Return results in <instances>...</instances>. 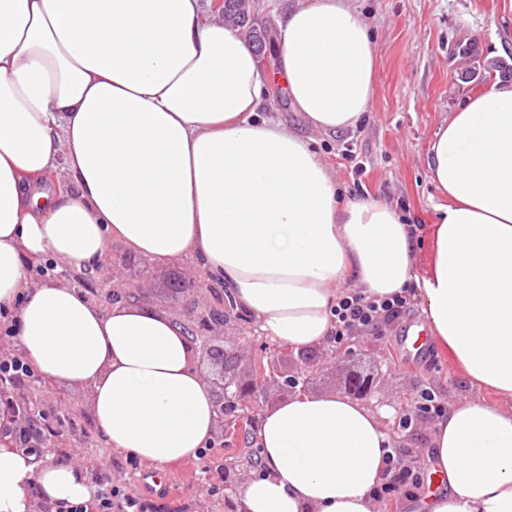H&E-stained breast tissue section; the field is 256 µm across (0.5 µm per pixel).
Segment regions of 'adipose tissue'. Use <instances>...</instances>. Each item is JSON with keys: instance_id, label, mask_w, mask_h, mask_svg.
I'll return each mask as SVG.
<instances>
[{"instance_id": "ef3b65f1", "label": "adipose tissue", "mask_w": 512, "mask_h": 512, "mask_svg": "<svg viewBox=\"0 0 512 512\" xmlns=\"http://www.w3.org/2000/svg\"><path fill=\"white\" fill-rule=\"evenodd\" d=\"M278 77L322 132L364 120L378 57L349 0H303L279 25ZM272 76L203 0H0V309L48 385L85 391L105 444L162 472L217 430L187 331L169 312L100 306L30 262L96 270L111 242L148 263L190 260L257 332L310 349L345 286L413 288L431 338L470 386L436 420L446 489L412 512H512V82L469 94L430 141L431 269L406 217L344 198L307 139L261 113ZM386 412L295 394L259 415L245 512H380L396 447ZM84 467L0 440V512L92 501Z\"/></svg>"}]
</instances>
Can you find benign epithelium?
I'll use <instances>...</instances> for the list:
<instances>
[{
	"label": "benign epithelium",
	"instance_id": "1",
	"mask_svg": "<svg viewBox=\"0 0 512 512\" xmlns=\"http://www.w3.org/2000/svg\"><path fill=\"white\" fill-rule=\"evenodd\" d=\"M200 322L207 323V328L198 330L193 323L186 321L184 325L191 333V343L195 346L201 362H209L220 367V380L210 382L218 418L220 431H225L239 411L247 408V402L260 391L268 394L275 387L290 395L305 389L308 375L327 362L340 357L333 341L315 349L294 350L288 348V357L294 365L293 372L282 369L279 360V350L266 348L263 361L242 354L228 355L224 342L230 340L228 331H239L237 314L234 305L224 304V310L214 309L209 313L196 315ZM342 394L362 403L371 402L379 391V382L372 373L351 370L345 376ZM11 408L15 409L14 417L25 422L34 416L35 411L30 407L26 396H16ZM223 477H213V480L224 485V489L236 494L237 487L250 475L259 472L249 469H238L226 463L221 468Z\"/></svg>",
	"mask_w": 512,
	"mask_h": 512
}]
</instances>
